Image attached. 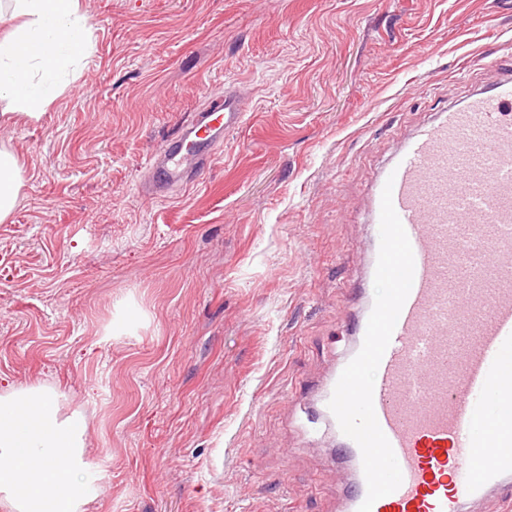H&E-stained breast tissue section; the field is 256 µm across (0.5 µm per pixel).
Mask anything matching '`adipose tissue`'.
Wrapping results in <instances>:
<instances>
[{"mask_svg": "<svg viewBox=\"0 0 512 512\" xmlns=\"http://www.w3.org/2000/svg\"><path fill=\"white\" fill-rule=\"evenodd\" d=\"M0 125L39 120L75 79L91 48L81 0H0ZM23 187L18 156L0 148V223ZM87 422L63 411L53 389L32 385L0 394V512H85L92 479Z\"/></svg>", "mask_w": 512, "mask_h": 512, "instance_id": "1", "label": "adipose tissue"}]
</instances>
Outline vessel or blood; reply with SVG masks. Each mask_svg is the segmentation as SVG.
<instances>
[{
  "label": "vessel or blood",
  "mask_w": 512,
  "mask_h": 512,
  "mask_svg": "<svg viewBox=\"0 0 512 512\" xmlns=\"http://www.w3.org/2000/svg\"><path fill=\"white\" fill-rule=\"evenodd\" d=\"M248 111L234 88L147 159L153 193L187 187ZM414 255V278L373 391L402 483L371 512H463L491 492L512 508V77L408 138L381 172ZM343 512L367 494L362 454Z\"/></svg>",
  "instance_id": "b4317fda"
}]
</instances>
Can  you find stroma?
<instances>
[{"mask_svg":"<svg viewBox=\"0 0 512 512\" xmlns=\"http://www.w3.org/2000/svg\"><path fill=\"white\" fill-rule=\"evenodd\" d=\"M93 50L0 223V393L83 411L88 512H338L320 417L364 300L372 185L497 83L512 0H81ZM233 85L249 121L156 199L148 155Z\"/></svg>","mask_w":512,"mask_h":512,"instance_id":"1","label":"stroma"}]
</instances>
